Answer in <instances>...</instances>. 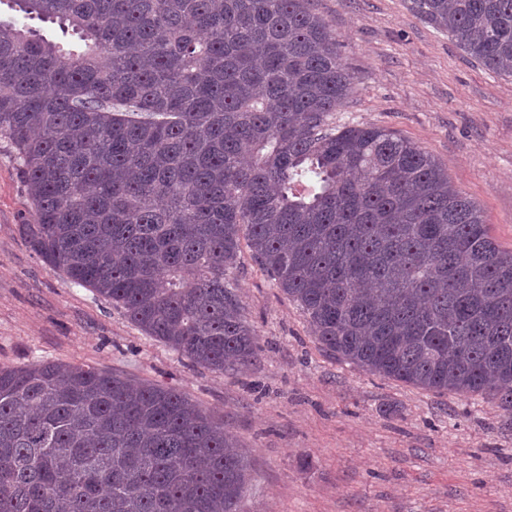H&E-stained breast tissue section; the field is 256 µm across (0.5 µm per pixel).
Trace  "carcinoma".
I'll return each instance as SVG.
<instances>
[{
	"label": "carcinoma",
	"instance_id": "carcinoma-1",
	"mask_svg": "<svg viewBox=\"0 0 512 512\" xmlns=\"http://www.w3.org/2000/svg\"><path fill=\"white\" fill-rule=\"evenodd\" d=\"M512 77V0H407ZM0 140L30 248L213 371L259 356L241 240L322 351L512 417V250L416 144L336 125L354 77L313 0H0ZM233 436L176 390L0 367V512H244Z\"/></svg>",
	"mask_w": 512,
	"mask_h": 512
}]
</instances>
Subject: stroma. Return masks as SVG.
<instances>
[{
	"label": "stroma",
	"instance_id": "obj_1",
	"mask_svg": "<svg viewBox=\"0 0 512 512\" xmlns=\"http://www.w3.org/2000/svg\"><path fill=\"white\" fill-rule=\"evenodd\" d=\"M355 77L337 123L416 143L512 250V78L473 62L405 0H315ZM22 175L0 140V366L83 365L173 388L223 423L251 465L245 512H512V418L328 357L242 247L233 277L262 352L218 373L28 246Z\"/></svg>",
	"mask_w": 512,
	"mask_h": 512
}]
</instances>
